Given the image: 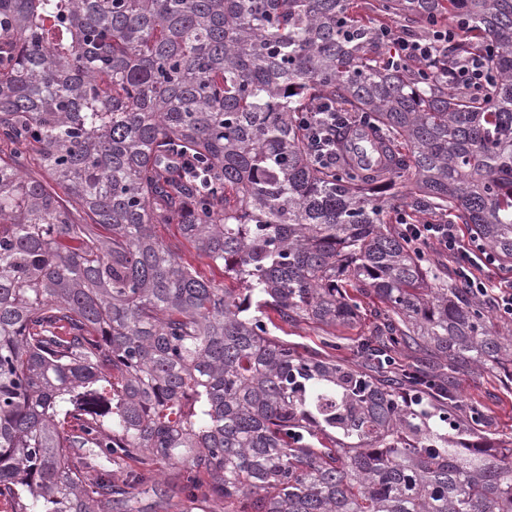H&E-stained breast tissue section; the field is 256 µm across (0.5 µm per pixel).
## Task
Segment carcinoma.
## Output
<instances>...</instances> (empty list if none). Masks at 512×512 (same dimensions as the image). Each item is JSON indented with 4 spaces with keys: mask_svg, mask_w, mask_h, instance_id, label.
I'll return each mask as SVG.
<instances>
[{
    "mask_svg": "<svg viewBox=\"0 0 512 512\" xmlns=\"http://www.w3.org/2000/svg\"><path fill=\"white\" fill-rule=\"evenodd\" d=\"M0 0V498L12 512H512L461 372L512 368L490 302L385 222L512 263V0ZM487 56L480 93L453 62ZM323 116L318 164L302 112ZM403 190H395L397 184ZM157 224L237 284L200 277ZM367 372L281 325L359 322ZM431 353L398 375L381 350ZM137 468L116 476L112 466ZM457 27L456 19H445L434 31L432 38L424 41L407 40L393 34L389 38L390 66L424 65L444 57L448 50V39L453 36Z\"/></svg>",
    "mask_w": 512,
    "mask_h": 512,
    "instance_id": "obj_1",
    "label": "carcinoma"
}]
</instances>
